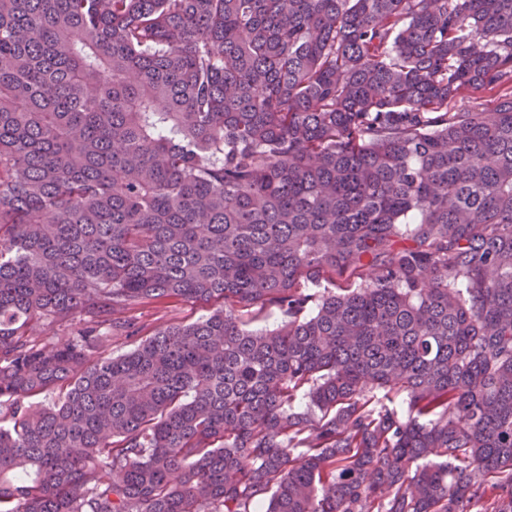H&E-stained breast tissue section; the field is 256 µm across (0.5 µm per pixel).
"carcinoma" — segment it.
Segmentation results:
<instances>
[{
  "label": "carcinoma",
  "instance_id": "1",
  "mask_svg": "<svg viewBox=\"0 0 512 512\" xmlns=\"http://www.w3.org/2000/svg\"><path fill=\"white\" fill-rule=\"evenodd\" d=\"M492 87L512 0H0V512H512ZM510 91L504 89H486L478 92L463 91L453 101L448 103V110L469 112H492L503 96H509ZM213 306L205 303H192L179 300H165L140 305L128 315L136 319L140 332L137 336L127 338L114 336L108 338L103 349L113 356L133 350L141 340L153 335L157 329L173 323L189 324L208 316Z\"/></svg>",
  "mask_w": 512,
  "mask_h": 512
}]
</instances>
